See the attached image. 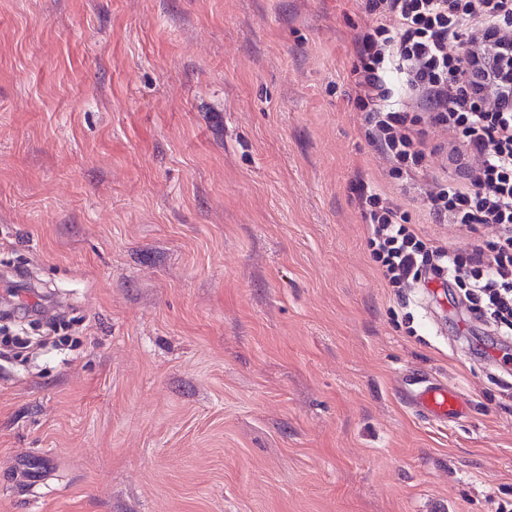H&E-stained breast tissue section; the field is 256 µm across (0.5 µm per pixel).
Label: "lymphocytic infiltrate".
Masks as SVG:
<instances>
[{"label": "lymphocytic infiltrate", "mask_w": 512, "mask_h": 512, "mask_svg": "<svg viewBox=\"0 0 512 512\" xmlns=\"http://www.w3.org/2000/svg\"><path fill=\"white\" fill-rule=\"evenodd\" d=\"M349 79L364 132L394 176L443 154L453 176L425 191L430 215L472 233L467 253L424 238L376 187H354L387 287L433 276L460 288L476 320L512 339V0H366ZM448 135L430 145L428 127ZM495 241L477 239L481 226Z\"/></svg>", "instance_id": "f902f5d3"}]
</instances>
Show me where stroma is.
Wrapping results in <instances>:
<instances>
[{"instance_id":"1","label":"stroma","mask_w":512,"mask_h":512,"mask_svg":"<svg viewBox=\"0 0 512 512\" xmlns=\"http://www.w3.org/2000/svg\"><path fill=\"white\" fill-rule=\"evenodd\" d=\"M363 0H0V265L63 334L0 342V512H496L512 346L387 288L353 199L427 238L346 38ZM470 403L440 423L407 377Z\"/></svg>"}]
</instances>
